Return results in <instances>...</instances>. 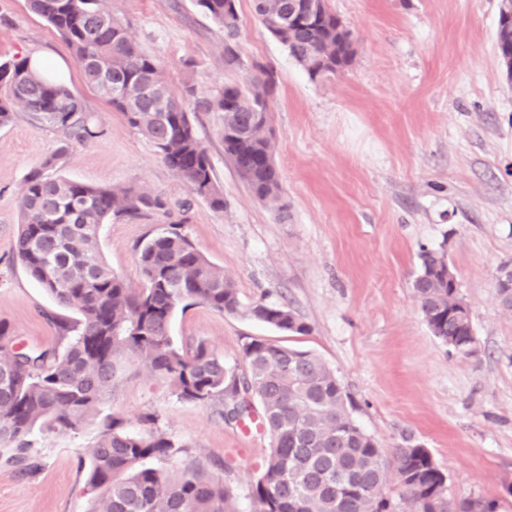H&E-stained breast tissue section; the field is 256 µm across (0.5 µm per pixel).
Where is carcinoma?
<instances>
[{
  "label": "carcinoma",
  "instance_id": "carcinoma-1",
  "mask_svg": "<svg viewBox=\"0 0 512 512\" xmlns=\"http://www.w3.org/2000/svg\"><path fill=\"white\" fill-rule=\"evenodd\" d=\"M63 38L87 82L155 147L163 162L210 207L224 210V190L193 115L221 112L224 155L251 194L271 209H286L274 145L267 125L276 85L267 68L251 86L217 89L186 85L175 93L163 66L144 52L129 26L114 17L112 0H26ZM265 30L288 51L312 81L340 75L356 54L351 30L323 3L319 21L288 25L289 0H254ZM200 11L223 33L226 65L238 63L241 20L236 0H196ZM495 45L512 56V17L498 20ZM54 131L62 146L23 181L14 256L61 306L80 318L61 322L63 349L23 350L0 324V447L22 456L36 425L77 431L101 404L105 391L123 375L128 357L170 381L182 401L224 400L227 417L246 416V398L262 407L270 439L264 471L252 486L253 512H499L497 499L448 498L444 473L412 437H403L384 456L376 439L352 414V404L335 373L317 355L251 338L242 346L246 371L233 373L207 342L183 348L172 337L178 310L201 304L237 314V289L183 234L167 230L140 249L143 287H129L105 262L99 247L102 225L114 217H138L163 210L158 195L131 186L97 187L50 173L68 158L71 145L86 144L105 130L44 64L25 56L0 63V127L17 111ZM421 315L431 333L460 355L475 353L471 318L455 314L457 280L444 255L423 247L412 281ZM245 314L281 332L307 334L310 327L283 304L257 302ZM166 434L136 430L108 417L88 448L86 485L99 507L90 512H236L223 478L200 463L170 475L158 463L180 452ZM399 491L384 493L388 471Z\"/></svg>",
  "mask_w": 512,
  "mask_h": 512
}]
</instances>
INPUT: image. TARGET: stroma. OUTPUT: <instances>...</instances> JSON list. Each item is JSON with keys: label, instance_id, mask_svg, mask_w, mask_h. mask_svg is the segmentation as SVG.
Wrapping results in <instances>:
<instances>
[{"label": "stroma", "instance_id": "stroma-1", "mask_svg": "<svg viewBox=\"0 0 512 512\" xmlns=\"http://www.w3.org/2000/svg\"><path fill=\"white\" fill-rule=\"evenodd\" d=\"M499 0H329L352 31L344 74L311 81L237 0L241 66L225 64L224 34L194 0H112L141 48L164 65L173 91L249 85L273 69L269 104L274 162L288 208L257 200L224 156L223 115L194 119L224 209L190 198L153 144L84 79L60 35L25 0H0V60L38 55L65 81L105 134L74 146L59 176L160 195L165 211L116 218L99 238L106 263L140 287L138 250L177 226L237 290L242 313L200 304L177 312L183 345L206 341L236 373L252 337L310 351L349 395L353 416L391 452L410 435L429 450L451 498H496L512 512V310L500 306L499 269L512 265V78L494 49ZM25 113L0 128V323L17 346H63L58 305L13 257L18 194L59 147ZM444 252L477 338L471 356L450 352L427 328L412 281L421 248ZM265 301L289 306L311 328L282 333L245 315ZM101 416L154 427L187 447L164 470L198 460L220 475L236 512H252L251 487L270 452L267 435L226 417L217 400L177 399L137 361L99 406ZM96 424L34 428L35 465L24 471L0 449V512H89L83 466Z\"/></svg>", "mask_w": 512, "mask_h": 512}]
</instances>
